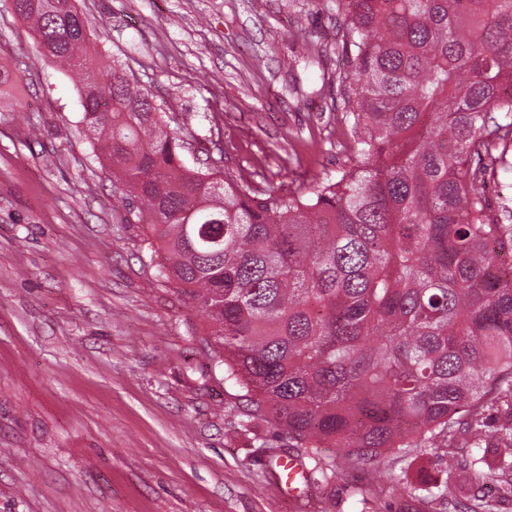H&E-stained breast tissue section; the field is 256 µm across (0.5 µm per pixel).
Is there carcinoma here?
I'll return each instance as SVG.
<instances>
[{"label": "carcinoma", "instance_id": "carcinoma-1", "mask_svg": "<svg viewBox=\"0 0 512 512\" xmlns=\"http://www.w3.org/2000/svg\"><path fill=\"white\" fill-rule=\"evenodd\" d=\"M41 57L75 70L83 123L125 209L157 241L158 276L205 319L210 360L326 485L338 467L461 437L458 470L512 499V247L487 179L512 189V0H336L354 78L353 166L254 197L190 167L154 97L108 62L85 72L76 0H11ZM503 413L494 453L483 414ZM338 449L325 458L323 447ZM473 495L457 512H493Z\"/></svg>", "mask_w": 512, "mask_h": 512}]
</instances>
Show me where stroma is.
<instances>
[{"instance_id":"35a3bbf8","label":"stroma","mask_w":512,"mask_h":512,"mask_svg":"<svg viewBox=\"0 0 512 512\" xmlns=\"http://www.w3.org/2000/svg\"><path fill=\"white\" fill-rule=\"evenodd\" d=\"M93 58L121 65L189 144L256 196L345 166L350 72L334 0H78ZM0 0V512H438L442 451L384 453L285 495L294 440L240 425L206 325L127 222L73 78ZM370 485L367 499L358 486Z\"/></svg>"}]
</instances>
